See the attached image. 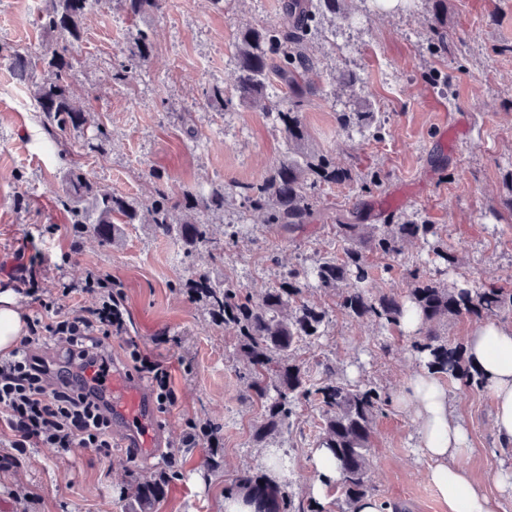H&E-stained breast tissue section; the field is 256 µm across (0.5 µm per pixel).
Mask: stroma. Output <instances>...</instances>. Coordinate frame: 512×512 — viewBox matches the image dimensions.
I'll list each match as a JSON object with an SVG mask.
<instances>
[{"label": "stroma", "mask_w": 512, "mask_h": 512, "mask_svg": "<svg viewBox=\"0 0 512 512\" xmlns=\"http://www.w3.org/2000/svg\"><path fill=\"white\" fill-rule=\"evenodd\" d=\"M281 3L165 0L161 10L133 19L117 0H91L68 76L91 110L84 127L51 134L35 116L33 87L53 81V71L38 67L22 82L7 60L11 52L35 53L55 41L38 20L45 2L0 0V266H12L20 249L40 255L43 292L63 312L95 302L86 294L63 296L64 283L91 270L111 277L127 324L125 335L111 340L113 361L132 369L127 342L136 340L168 370L175 395L159 415L175 447L170 466L158 454L135 456L126 448L107 455L74 448L62 457L52 448L20 452L0 439V512H129L128 484L162 475L166 493L153 512H224L225 486L241 469L264 466L273 446L287 455L295 497L314 499L318 407L299 405L290 430L273 446L254 445L251 432L261 410L246 397L234 332L214 324L184 283L211 269L248 288L272 287L271 255L308 266L340 250L323 215L353 208L360 224L424 221L436 225L458 257L455 266L445 267L419 240L395 259L370 255L373 291L405 294L404 269L416 262L448 285L512 292V0H445L444 50L434 43L433 0H406L387 13L376 12L372 0H348V16L318 18L310 41L317 74L302 112L306 145L330 152L353 179L320 198V219L285 238L271 234L260 216L245 215L235 193L236 185L262 179L287 155L279 127L261 110L202 100L207 84L232 86L240 31L289 26ZM140 29L148 31L153 50L125 81H115V71L127 62L126 46ZM345 70L360 77V88L338 85ZM362 107L375 114L370 126H338L337 113ZM442 122L466 129L445 149L438 142ZM100 123L111 136L88 149ZM73 167L94 192L138 200L158 180L176 196L186 188L223 186L224 210L206 221L218 238L228 224L243 230L220 261L204 251L184 258L175 239L147 224L121 225L111 240L92 231L75 235L60 204ZM371 170L381 172L383 183L367 191L361 177ZM405 184L415 190L402 210L389 214L376 207L377 199ZM411 341L402 329L333 308L326 335L304 346L297 360L311 371L316 361L328 359L351 383H373L388 397L373 423L369 478L378 500L400 512H448L424 477L430 461L416 426L396 403L422 362ZM445 385L454 415L469 430L461 463L475 485L498 495L492 475L512 471V443L494 431L492 400L461 380ZM208 422L220 426L218 446L183 447L189 425ZM209 454L218 462L212 470L202 464Z\"/></svg>", "instance_id": "35a3bbf8"}]
</instances>
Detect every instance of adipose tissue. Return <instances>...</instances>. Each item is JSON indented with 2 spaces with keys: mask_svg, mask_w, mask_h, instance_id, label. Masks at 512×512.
Segmentation results:
<instances>
[{
  "mask_svg": "<svg viewBox=\"0 0 512 512\" xmlns=\"http://www.w3.org/2000/svg\"><path fill=\"white\" fill-rule=\"evenodd\" d=\"M466 355L492 397L497 434L512 442V325L484 322L468 336ZM398 405L412 416L419 445L431 462L427 479L447 503L448 512H499L498 499L474 486L467 471L455 463L468 446V432L463 421L453 416L448 391L431 368L411 377Z\"/></svg>",
  "mask_w": 512,
  "mask_h": 512,
  "instance_id": "adipose-tissue-1",
  "label": "adipose tissue"
}]
</instances>
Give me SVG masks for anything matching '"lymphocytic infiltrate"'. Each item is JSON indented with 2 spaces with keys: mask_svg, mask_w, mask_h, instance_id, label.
Returning <instances> with one entry per match:
<instances>
[{
  "mask_svg": "<svg viewBox=\"0 0 512 512\" xmlns=\"http://www.w3.org/2000/svg\"><path fill=\"white\" fill-rule=\"evenodd\" d=\"M7 280L32 297L40 310L28 318L27 333L16 347L0 356V434L21 451L47 447L64 455L80 447L110 453L111 411L81 384L53 379L39 346L43 337L53 336L63 344L60 356L66 364L108 365L107 340L126 331L122 305L110 291L111 279L91 270L81 282L64 285L67 295H97L94 306L65 314L55 312L53 301L40 294L37 261L18 263Z\"/></svg>",
  "mask_w": 512,
  "mask_h": 512,
  "instance_id": "lymphocytic-infiltrate-1",
  "label": "lymphocytic infiltrate"
}]
</instances>
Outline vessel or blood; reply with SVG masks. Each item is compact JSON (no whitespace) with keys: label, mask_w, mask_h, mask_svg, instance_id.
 <instances>
[{"label":"vessel or blood","mask_w":512,"mask_h":512,"mask_svg":"<svg viewBox=\"0 0 512 512\" xmlns=\"http://www.w3.org/2000/svg\"><path fill=\"white\" fill-rule=\"evenodd\" d=\"M81 377L84 387L111 408L112 433L119 447L140 452L162 447L154 399L126 369L117 364L106 371L88 366Z\"/></svg>","instance_id":"vessel-or-blood-1"}]
</instances>
